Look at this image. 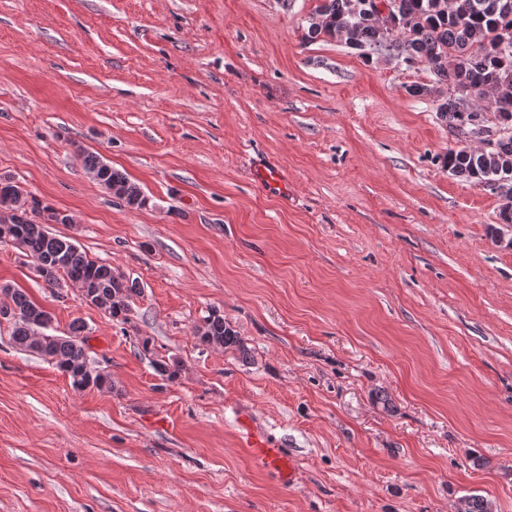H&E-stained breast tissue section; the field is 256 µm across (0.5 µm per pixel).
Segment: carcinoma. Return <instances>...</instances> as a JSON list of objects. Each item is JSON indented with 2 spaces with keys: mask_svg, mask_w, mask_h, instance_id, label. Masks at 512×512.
<instances>
[{
  "mask_svg": "<svg viewBox=\"0 0 512 512\" xmlns=\"http://www.w3.org/2000/svg\"><path fill=\"white\" fill-rule=\"evenodd\" d=\"M512 0H456L452 10L443 12L438 0H389L396 13L413 21L415 33H398L386 44V51L407 65L426 63L435 75V83L445 84L448 95L438 111L448 114V128L458 140L486 134L491 147L485 149H450L446 156L448 171L478 183L489 184L512 194V48L502 49V37L512 39V8H503ZM353 0H316L313 17L304 40L312 42L326 35L353 41L368 49L380 41L375 26L352 12ZM491 91V108L498 126L484 128L485 92ZM472 102L473 110L461 111V101ZM85 170L98 177V182L128 207L139 209L147 198L141 188L123 173L112 169L101 156L85 152L81 155ZM9 194L13 205L0 212V227L7 225L13 244L39 264L38 276L50 287L67 282L87 290L96 300L111 302L108 316L120 323L129 322L132 299L139 293L137 281L112 270V266L93 259L73 239L50 233L48 224L66 223V215L27 194L16 182L0 177V197ZM11 296L13 310H0V318L12 322L11 339L19 349L48 357L78 391L110 389L112 378L100 371L88 377L93 363L84 336L85 325L76 320L70 334L46 333L52 315L19 290L0 289ZM199 341L206 346L233 349L246 358L248 349L236 332L224 322V316L211 311L196 328ZM460 512H490L489 503L478 496L459 500Z\"/></svg>",
  "mask_w": 512,
  "mask_h": 512,
  "instance_id": "carcinoma-1",
  "label": "carcinoma"
}]
</instances>
